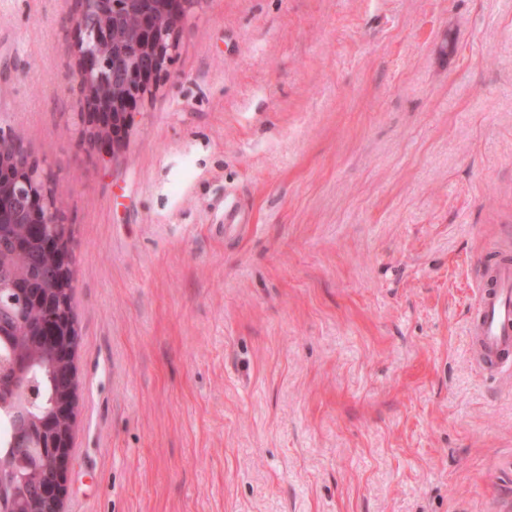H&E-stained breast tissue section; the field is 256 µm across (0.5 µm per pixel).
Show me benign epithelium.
<instances>
[{
  "instance_id": "1",
  "label": "benign epithelium",
  "mask_w": 512,
  "mask_h": 512,
  "mask_svg": "<svg viewBox=\"0 0 512 512\" xmlns=\"http://www.w3.org/2000/svg\"><path fill=\"white\" fill-rule=\"evenodd\" d=\"M198 0H78L73 21L77 49L74 79L81 95V144L107 155L119 149L132 112L167 73L177 52L180 25ZM134 19L128 25V19ZM14 158L0 151V224L63 227L61 213L55 211L49 193L30 172L33 158L19 152L25 146L13 140ZM43 252L51 256L61 277L73 275V261L67 232L45 231ZM38 324L36 335L49 337L48 347L63 361L75 363L78 340L76 323L60 316L52 303ZM15 398L29 406L36 397L34 387L24 379L28 363L16 359ZM75 384L60 390L38 425L49 429L52 478L37 489L38 496L59 504L64 512L66 479L72 449V430L56 426L57 419L76 418Z\"/></svg>"
}]
</instances>
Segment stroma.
I'll return each instance as SVG.
<instances>
[{
    "instance_id": "stroma-1",
    "label": "stroma",
    "mask_w": 512,
    "mask_h": 512,
    "mask_svg": "<svg viewBox=\"0 0 512 512\" xmlns=\"http://www.w3.org/2000/svg\"><path fill=\"white\" fill-rule=\"evenodd\" d=\"M75 12L0 0V138L75 268L66 512L512 501V375L468 326L512 244V0H201L108 156Z\"/></svg>"
}]
</instances>
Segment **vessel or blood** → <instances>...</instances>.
<instances>
[{
  "instance_id": "1",
  "label": "vessel or blood",
  "mask_w": 512,
  "mask_h": 512,
  "mask_svg": "<svg viewBox=\"0 0 512 512\" xmlns=\"http://www.w3.org/2000/svg\"><path fill=\"white\" fill-rule=\"evenodd\" d=\"M469 328L481 367L493 375L511 374V255H499L480 277Z\"/></svg>"
}]
</instances>
